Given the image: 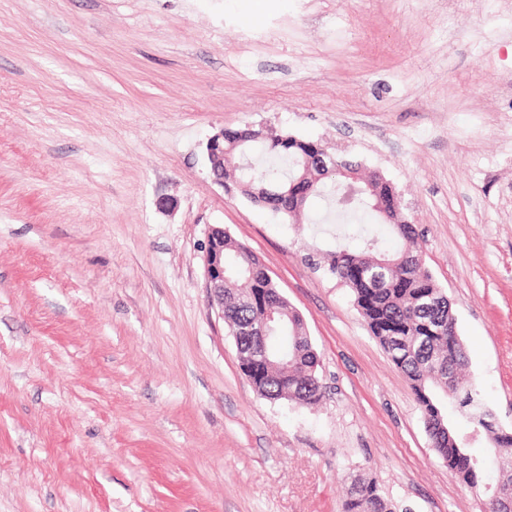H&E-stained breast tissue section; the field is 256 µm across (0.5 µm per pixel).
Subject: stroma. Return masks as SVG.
Segmentation results:
<instances>
[{
    "label": "stroma",
    "instance_id": "35a3bbf8",
    "mask_svg": "<svg viewBox=\"0 0 512 512\" xmlns=\"http://www.w3.org/2000/svg\"><path fill=\"white\" fill-rule=\"evenodd\" d=\"M258 21H251V13ZM263 125L380 172L512 432V0H0V512H486L348 288L345 223L215 184ZM303 317L323 397L256 394L204 288L210 225ZM342 511L387 512L388 510L378 493L377 484L374 480L354 479L343 503Z\"/></svg>",
    "mask_w": 512,
    "mask_h": 512
}]
</instances>
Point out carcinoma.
<instances>
[{"label":"carcinoma","mask_w":512,"mask_h":512,"mask_svg":"<svg viewBox=\"0 0 512 512\" xmlns=\"http://www.w3.org/2000/svg\"><path fill=\"white\" fill-rule=\"evenodd\" d=\"M307 156L306 141L285 131L270 129L262 141L248 138V129L224 131V178L237 174L250 188L273 195L295 176ZM343 176L331 172L313 191L306 207L327 197L341 213L373 212L375 197L359 196L349 207L341 204ZM391 232L403 241L392 253L375 250L376 240H364L359 250L348 242L323 260V267L354 295L370 332L392 361L412 382L424 423L438 455L463 483L476 485L483 478L486 460L468 452V444L450 431L444 401L454 404L473 430L492 436V461L503 473L495 492L512 498V432L501 429L492 410L481 400L474 382L467 378L463 344L448 296L435 283L422 257L412 249L411 224H392ZM224 323L243 356L239 366L256 392L268 400L311 405L322 397L319 360L299 312L288 305L274 280L252 254L250 247L224 235ZM288 318V357L274 351L249 371L244 353L257 343L258 328L266 309ZM343 512H387L373 480L354 479Z\"/></svg>","instance_id":"obj_1"}]
</instances>
